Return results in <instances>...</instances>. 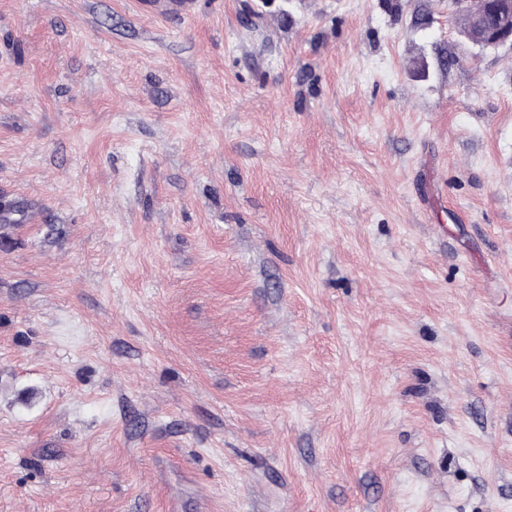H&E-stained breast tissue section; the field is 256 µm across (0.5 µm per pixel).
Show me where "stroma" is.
I'll return each instance as SVG.
<instances>
[{"label":"stroma","mask_w":512,"mask_h":512,"mask_svg":"<svg viewBox=\"0 0 512 512\" xmlns=\"http://www.w3.org/2000/svg\"><path fill=\"white\" fill-rule=\"evenodd\" d=\"M0 512H512V46L448 0H0Z\"/></svg>","instance_id":"35a3bbf8"}]
</instances>
